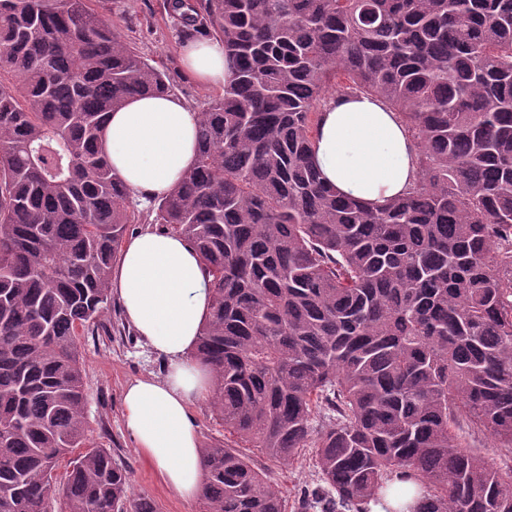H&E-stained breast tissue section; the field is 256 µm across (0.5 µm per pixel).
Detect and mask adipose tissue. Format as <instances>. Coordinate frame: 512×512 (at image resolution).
Returning a JSON list of instances; mask_svg holds the SVG:
<instances>
[{
    "label": "adipose tissue",
    "instance_id": "1",
    "mask_svg": "<svg viewBox=\"0 0 512 512\" xmlns=\"http://www.w3.org/2000/svg\"><path fill=\"white\" fill-rule=\"evenodd\" d=\"M182 63L210 87L230 77L220 40L180 48ZM198 114L170 95L139 97L112 112L103 144L113 172L133 195H166L192 167ZM417 144L400 115L367 94L329 98L321 108L312 162L340 194L375 206L404 194L418 179ZM211 277L180 235L151 229L125 244L112 271V290L128 324L166 372L129 382L123 391L125 426L165 485L193 502L202 486L195 401L210 377L193 353L209 313Z\"/></svg>",
    "mask_w": 512,
    "mask_h": 512
}]
</instances>
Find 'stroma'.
<instances>
[{
    "mask_svg": "<svg viewBox=\"0 0 512 512\" xmlns=\"http://www.w3.org/2000/svg\"><path fill=\"white\" fill-rule=\"evenodd\" d=\"M96 9L103 21L111 24L141 56L165 71L173 86V96L194 110L206 107L214 91L202 86L183 68L178 53L185 38L183 26L169 14L166 0H99ZM109 317V329L92 326L76 340L84 367L90 437L94 445L111 449L113 457L130 470L134 494L152 499L159 512H201L200 502H183L163 484L124 428L125 383L163 375L165 366L140 342L133 327L125 321L120 305H113ZM269 476L290 498L298 489L319 481L316 466L304 459L271 466Z\"/></svg>",
    "mask_w": 512,
    "mask_h": 512,
    "instance_id": "35a3bbf8",
    "label": "stroma"
}]
</instances>
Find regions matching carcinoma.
<instances>
[{
  "instance_id": "carcinoma-1",
  "label": "carcinoma",
  "mask_w": 512,
  "mask_h": 512,
  "mask_svg": "<svg viewBox=\"0 0 512 512\" xmlns=\"http://www.w3.org/2000/svg\"><path fill=\"white\" fill-rule=\"evenodd\" d=\"M92 0H0V512H157L90 447L75 341L111 307L130 193L107 114L166 74ZM224 44L193 167L154 223L209 268L194 357L224 431L275 463L310 456L294 512H342L397 471L409 512H512V0H171ZM366 93L417 143L410 192L367 206L311 162L325 92ZM202 512H286L266 467L201 448ZM460 434L463 443L470 445L473 449L481 451L490 462L496 463V466L502 465L505 459L509 461L511 454L504 449L494 448V442L490 438L484 437L483 435L471 436L468 434L466 428H464V431L460 432Z\"/></svg>"
}]
</instances>
